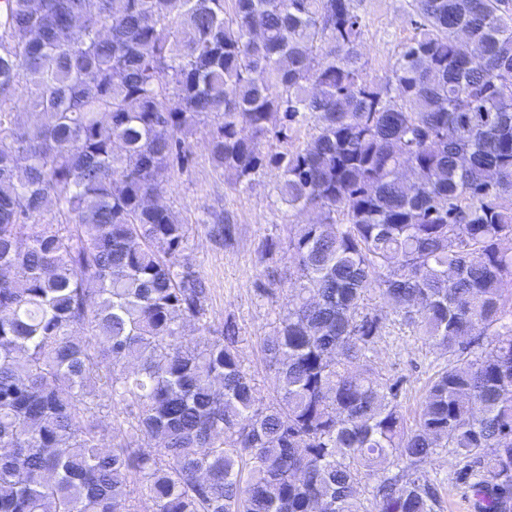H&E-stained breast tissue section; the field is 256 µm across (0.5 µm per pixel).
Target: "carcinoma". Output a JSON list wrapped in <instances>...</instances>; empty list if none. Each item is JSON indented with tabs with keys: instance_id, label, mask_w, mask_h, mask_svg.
I'll use <instances>...</instances> for the list:
<instances>
[{
	"instance_id": "1",
	"label": "carcinoma",
	"mask_w": 512,
	"mask_h": 512,
	"mask_svg": "<svg viewBox=\"0 0 512 512\" xmlns=\"http://www.w3.org/2000/svg\"><path fill=\"white\" fill-rule=\"evenodd\" d=\"M409 6L368 79L355 0H6L0 512H442L440 448L512 512V0ZM201 127L232 189L274 167L318 213L257 248L294 256L268 402L159 203ZM402 327L446 358L411 426L371 364Z\"/></svg>"
}]
</instances>
